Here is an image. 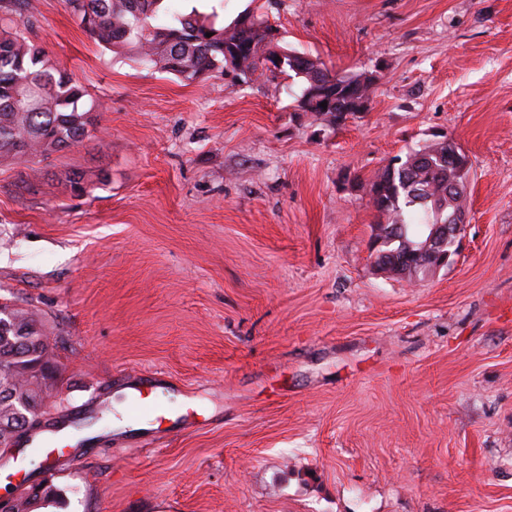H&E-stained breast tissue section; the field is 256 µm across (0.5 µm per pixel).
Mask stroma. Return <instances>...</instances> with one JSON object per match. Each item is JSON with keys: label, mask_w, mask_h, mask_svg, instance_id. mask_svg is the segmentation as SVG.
Wrapping results in <instances>:
<instances>
[{"label": "stroma", "mask_w": 512, "mask_h": 512, "mask_svg": "<svg viewBox=\"0 0 512 512\" xmlns=\"http://www.w3.org/2000/svg\"><path fill=\"white\" fill-rule=\"evenodd\" d=\"M31 4L0 17L98 104L40 176L0 162V296L90 424L33 512H512V0H202L375 74L340 127L299 79L190 83ZM437 135L472 163L462 249L383 275L359 184ZM133 377L163 422L129 416Z\"/></svg>", "instance_id": "35a3bbf8"}]
</instances>
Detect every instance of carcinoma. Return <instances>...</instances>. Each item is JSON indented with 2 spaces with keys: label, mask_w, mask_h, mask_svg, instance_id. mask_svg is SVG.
<instances>
[{
  "label": "carcinoma",
  "mask_w": 512,
  "mask_h": 512,
  "mask_svg": "<svg viewBox=\"0 0 512 512\" xmlns=\"http://www.w3.org/2000/svg\"><path fill=\"white\" fill-rule=\"evenodd\" d=\"M164 0H65L71 14L104 48L131 52L161 72L186 81H200L226 65L225 51L235 50L244 68L243 83L266 74L257 61L259 41L239 28L248 13L227 25L218 23L215 12L192 8L173 15V23L159 24ZM279 73L294 74L303 88L297 107L340 126L354 117L348 101L360 94L370 97L374 87L359 86L358 73L333 74L319 60L289 51ZM87 91L75 83L66 68L52 61L45 51L29 42L0 18V160L27 166L33 176L36 164L64 150L80 146L88 136L91 112L96 104L85 100ZM329 103L321 111L320 103ZM460 179L448 144L429 143L411 151L398 164L387 165L363 184L371 206L387 222L377 225L387 243L381 251L396 254L388 261L397 275L423 280L432 273L425 258L414 255L430 234L431 225L448 219L459 206ZM45 335L44 325L13 300L0 301V415L18 417L30 407L46 405L48 387L37 374L43 361L57 364Z\"/></svg>",
  "instance_id": "cac0c4a2"
}]
</instances>
